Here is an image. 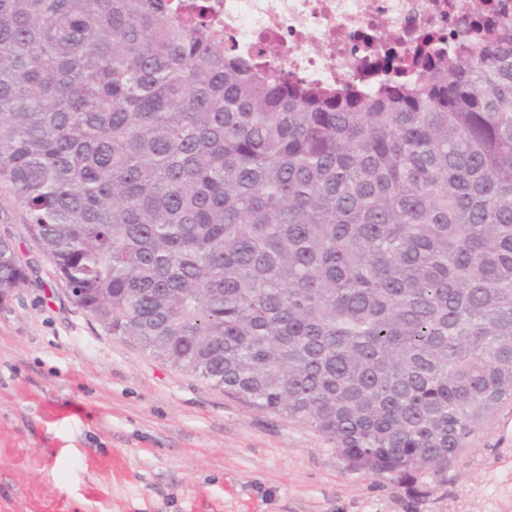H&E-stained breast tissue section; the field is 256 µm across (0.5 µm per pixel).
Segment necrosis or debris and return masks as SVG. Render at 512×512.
<instances>
[{
  "mask_svg": "<svg viewBox=\"0 0 512 512\" xmlns=\"http://www.w3.org/2000/svg\"><path fill=\"white\" fill-rule=\"evenodd\" d=\"M502 0H211L212 24L225 46L252 56L272 41L281 52L276 69L323 85L365 86L383 78L372 69L375 48L397 39L403 47L429 34L453 40L476 7Z\"/></svg>",
  "mask_w": 512,
  "mask_h": 512,
  "instance_id": "obj_1",
  "label": "necrosis or debris"
}]
</instances>
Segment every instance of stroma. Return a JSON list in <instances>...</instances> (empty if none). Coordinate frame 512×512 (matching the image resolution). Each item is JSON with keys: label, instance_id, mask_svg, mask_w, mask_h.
<instances>
[{"label": "stroma", "instance_id": "35a3bbf8", "mask_svg": "<svg viewBox=\"0 0 512 512\" xmlns=\"http://www.w3.org/2000/svg\"><path fill=\"white\" fill-rule=\"evenodd\" d=\"M0 239L28 274L0 302V512H512V404L411 489L106 332L3 187Z\"/></svg>", "mask_w": 512, "mask_h": 512}]
</instances>
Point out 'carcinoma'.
Here are the masks:
<instances>
[{
  "label": "carcinoma",
  "instance_id": "obj_1",
  "mask_svg": "<svg viewBox=\"0 0 512 512\" xmlns=\"http://www.w3.org/2000/svg\"><path fill=\"white\" fill-rule=\"evenodd\" d=\"M323 90L207 7L0 0V186L114 336L437 476L512 403V16ZM27 273L0 240V301Z\"/></svg>",
  "mask_w": 512,
  "mask_h": 512
}]
</instances>
